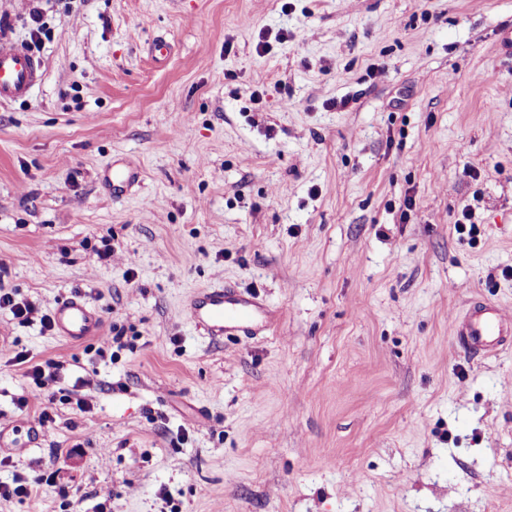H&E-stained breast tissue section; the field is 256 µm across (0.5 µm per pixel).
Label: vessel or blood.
Instances as JSON below:
<instances>
[{
	"instance_id": "1",
	"label": "vessel or blood",
	"mask_w": 512,
	"mask_h": 512,
	"mask_svg": "<svg viewBox=\"0 0 512 512\" xmlns=\"http://www.w3.org/2000/svg\"><path fill=\"white\" fill-rule=\"evenodd\" d=\"M42 80V61L29 47L0 39V103L28 98ZM183 311L214 340L262 335L272 320L271 310L252 290L224 284L195 292ZM52 319L56 334L71 343L103 333L100 312L78 295L59 298ZM453 334L464 353L491 355L512 334V316L497 306L477 307L454 326Z\"/></svg>"
}]
</instances>
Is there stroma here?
Instances as JSON below:
<instances>
[{
  "instance_id": "1",
  "label": "stroma",
  "mask_w": 512,
  "mask_h": 512,
  "mask_svg": "<svg viewBox=\"0 0 512 512\" xmlns=\"http://www.w3.org/2000/svg\"><path fill=\"white\" fill-rule=\"evenodd\" d=\"M509 29L512 0H0L45 64L0 104V287L123 341L0 309V481L56 480L0 512H512V348L452 334L512 313ZM222 281L266 335L183 316ZM56 334L70 343H80L103 333L100 312L78 295L59 298L52 309ZM511 332L512 316L497 306L474 307L453 328L459 348L468 355L496 353Z\"/></svg>"
}]
</instances>
